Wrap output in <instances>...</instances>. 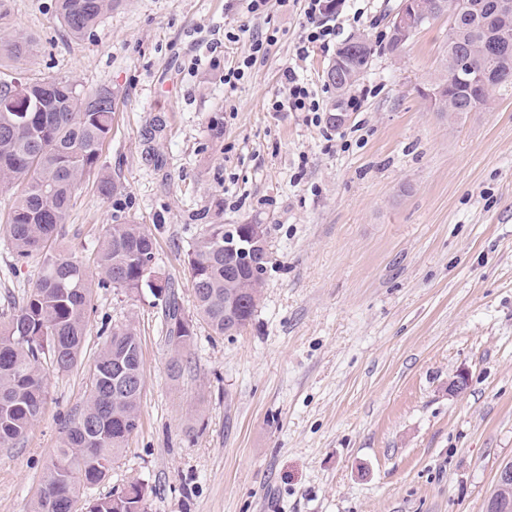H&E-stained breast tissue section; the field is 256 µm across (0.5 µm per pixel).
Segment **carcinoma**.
I'll return each mask as SVG.
<instances>
[{"label":"carcinoma","mask_w":512,"mask_h":512,"mask_svg":"<svg viewBox=\"0 0 512 512\" xmlns=\"http://www.w3.org/2000/svg\"><path fill=\"white\" fill-rule=\"evenodd\" d=\"M464 6L448 29L445 50L434 85L445 87V98L434 111L456 119L488 107L483 88L471 74L490 72L496 88L512 84V53L504 56L488 38L508 32L497 18L486 16L490 0H463ZM119 0H58V15L66 34L83 38ZM36 50L34 39L17 32L6 51L15 61ZM345 60L341 72L332 66L327 79L336 91L333 108L348 109L351 93L369 66L372 46L364 36L338 50ZM51 92L32 91L24 111L0 104V190L14 191L6 224L15 260L43 257L37 285L0 326V446L10 447L40 420L46 402L47 371L68 372L78 362L89 321L93 287L122 288L136 293L146 285L153 242L133 221L112 224L100 243L95 276L56 246L78 187L100 168L101 150L112 130L114 107L102 104L107 88L85 92L69 79H52ZM196 320L216 336L242 331L261 300L224 280V225L207 224L188 251ZM166 339L172 356L169 371L178 378L186 368L183 351L195 335L185 320L175 292L160 286ZM125 356L126 366L142 374V350L137 334L115 327L100 349L84 404L68 420L60 446L51 457L31 512H64L78 503L81 491L105 480L130 436L138 429L142 393L115 387L112 358ZM145 487L132 484L117 497L93 499L85 512H141Z\"/></svg>","instance_id":"obj_1"}]
</instances>
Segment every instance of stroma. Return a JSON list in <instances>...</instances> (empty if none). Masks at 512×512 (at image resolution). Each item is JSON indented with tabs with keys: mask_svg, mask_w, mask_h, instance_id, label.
I'll list each match as a JSON object with an SVG mask.
<instances>
[{
	"mask_svg": "<svg viewBox=\"0 0 512 512\" xmlns=\"http://www.w3.org/2000/svg\"><path fill=\"white\" fill-rule=\"evenodd\" d=\"M401 0H340L337 43L374 54L350 120L330 121L332 48L298 56L303 0H121L83 39L56 0H9L0 37L37 50L0 71L110 89L103 175L87 177L61 247L91 265L110 225L142 224L185 315L187 252L207 224H261L262 301L241 333L197 325L179 379L149 291L98 288L83 353L49 371L40 422L0 447V512H30L63 427L83 406L112 328L141 342L137 431L96 499L139 482L145 512H483L512 461V88L456 124L428 98L448 34L439 17L386 47ZM278 40L235 89L224 70ZM234 40H227V33ZM294 67L320 113L274 111ZM0 232V322L34 288ZM468 376L464 392L449 382Z\"/></svg>",
	"mask_w": 512,
	"mask_h": 512,
	"instance_id": "obj_1",
	"label": "stroma"
}]
</instances>
